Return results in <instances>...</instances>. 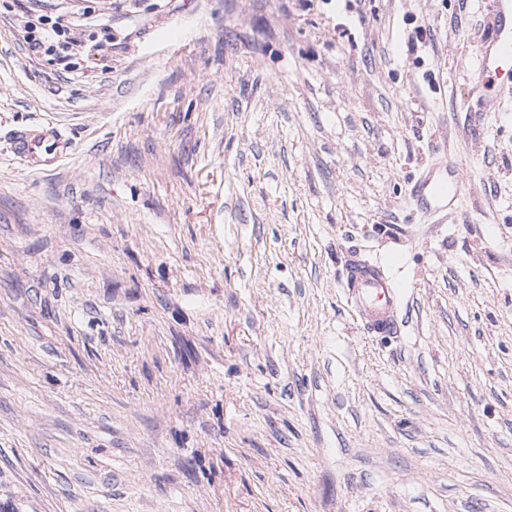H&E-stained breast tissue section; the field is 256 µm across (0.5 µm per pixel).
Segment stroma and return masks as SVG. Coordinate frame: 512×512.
I'll use <instances>...</instances> for the list:
<instances>
[{"instance_id":"35a3bbf8","label":"stroma","mask_w":512,"mask_h":512,"mask_svg":"<svg viewBox=\"0 0 512 512\" xmlns=\"http://www.w3.org/2000/svg\"><path fill=\"white\" fill-rule=\"evenodd\" d=\"M484 23L0 0V512H512V103L469 93ZM48 121L72 151L26 168L11 133ZM435 147L469 169L453 224L409 198ZM396 255L401 332L372 335L348 263ZM48 18V17H46ZM43 23V30L45 31L42 35H36L35 30L33 29V26L30 25L29 21H26L23 29L25 32V40L28 44H30L31 48L34 49L36 52H41L43 50L44 53H54L58 50V53L60 50L64 51L65 48H67L66 44L67 41H60V38L62 35H65V29L64 27L58 22L52 20Z\"/></svg>"}]
</instances>
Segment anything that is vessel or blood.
Segmentation results:
<instances>
[{"instance_id": "vessel-or-blood-1", "label": "vessel or blood", "mask_w": 512, "mask_h": 512, "mask_svg": "<svg viewBox=\"0 0 512 512\" xmlns=\"http://www.w3.org/2000/svg\"><path fill=\"white\" fill-rule=\"evenodd\" d=\"M485 12L472 89L482 97L486 111L496 112L512 100V0H485ZM11 144L24 164L46 171L57 168L71 150L68 137L52 123L14 130ZM466 188L462 164L449 159L436 160L410 182L417 206L441 223L454 214L456 200ZM345 288L364 329L382 336L399 333L403 293L382 266L352 260Z\"/></svg>"}]
</instances>
